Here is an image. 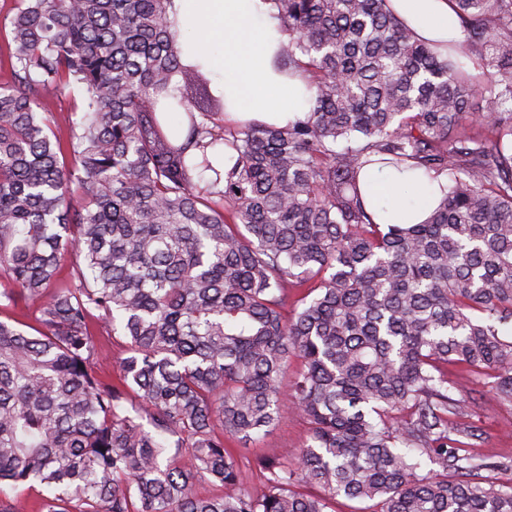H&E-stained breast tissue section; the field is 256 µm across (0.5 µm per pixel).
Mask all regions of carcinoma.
Masks as SVG:
<instances>
[{
    "mask_svg": "<svg viewBox=\"0 0 512 512\" xmlns=\"http://www.w3.org/2000/svg\"><path fill=\"white\" fill-rule=\"evenodd\" d=\"M15 2L0 311L32 304L38 326L0 319V512L32 483L37 512H512L493 478L512 460L474 451L441 370L512 404V0H449L465 38L445 55L389 0H272L279 68L311 92L285 127L224 119L173 0ZM76 89L63 142L38 97ZM369 165L448 185L423 222L379 224ZM94 311L127 340L112 383ZM293 355L309 440L261 460L253 494L224 438L284 415ZM200 478L222 495H194Z\"/></svg>",
    "mask_w": 512,
    "mask_h": 512,
    "instance_id": "obj_1",
    "label": "carcinoma"
}]
</instances>
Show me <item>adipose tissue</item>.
<instances>
[{
    "mask_svg": "<svg viewBox=\"0 0 512 512\" xmlns=\"http://www.w3.org/2000/svg\"><path fill=\"white\" fill-rule=\"evenodd\" d=\"M417 38L462 40L448 0H390ZM177 41L185 62L203 64L217 78L229 119L283 126L309 109L310 93L277 66L288 39L271 0H174ZM440 192L439 180L367 168L364 194L378 219L422 221Z\"/></svg>",
    "mask_w": 512,
    "mask_h": 512,
    "instance_id": "adipose-tissue-1",
    "label": "adipose tissue"
}]
</instances>
